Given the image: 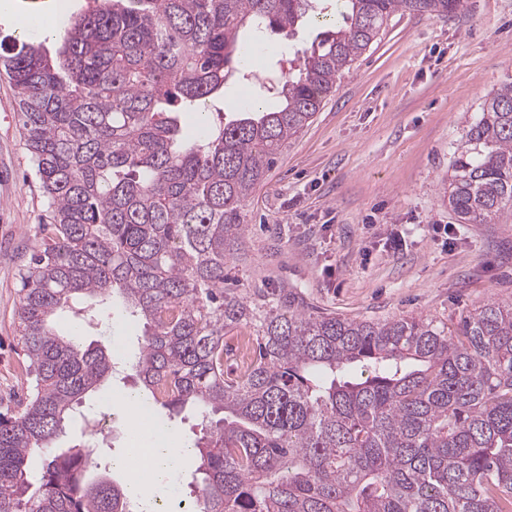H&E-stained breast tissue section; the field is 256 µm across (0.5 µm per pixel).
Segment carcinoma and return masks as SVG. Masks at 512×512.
Masks as SVG:
<instances>
[{
	"mask_svg": "<svg viewBox=\"0 0 512 512\" xmlns=\"http://www.w3.org/2000/svg\"><path fill=\"white\" fill-rule=\"evenodd\" d=\"M316 0H101L51 56L0 40V70L51 218L22 273L29 398L0 416V512H133L126 484L81 442L55 447L112 353L58 331L67 310L120 299L143 324L131 369L171 415L196 409L192 512H512V303L449 325L316 313L291 292L246 291L227 270L246 203L336 79L398 12L453 15L464 0H338L342 21L278 81L276 104L182 136L244 62L245 29L291 35ZM512 203V82L453 152L448 206L490 224ZM253 360L224 368V336ZM366 378L347 379L351 367ZM47 463L29 492L28 457Z\"/></svg>",
	"mask_w": 512,
	"mask_h": 512,
	"instance_id": "cac0c4a2",
	"label": "carcinoma"
}]
</instances>
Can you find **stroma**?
I'll use <instances>...</instances> for the list:
<instances>
[{
	"label": "stroma",
	"mask_w": 512,
	"mask_h": 512,
	"mask_svg": "<svg viewBox=\"0 0 512 512\" xmlns=\"http://www.w3.org/2000/svg\"><path fill=\"white\" fill-rule=\"evenodd\" d=\"M92 0H13L6 34L20 18L52 23L49 52ZM318 22L293 36L247 34L258 55L208 106L211 124L236 118L234 101L255 97L310 46ZM512 80V0H466L455 16H392L337 81L312 123L279 156L246 208L244 247L231 260L242 287L288 288L323 312L357 320L429 315L447 323L491 298L512 301V204L490 224H457L448 207L452 154L486 95ZM47 207L17 119L15 92L0 74V413L25 402L19 341V270L47 223ZM456 224V233L434 232ZM406 236L396 255L381 240ZM141 329L101 309L83 343L112 352L116 375L92 393L111 413L137 379L128 367Z\"/></svg>",
	"instance_id": "35a3bbf8"
}]
</instances>
